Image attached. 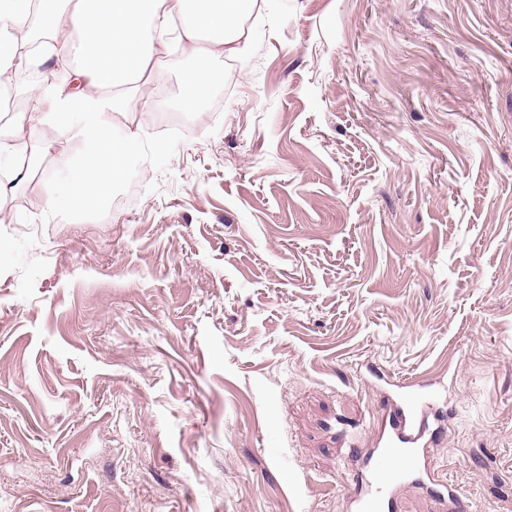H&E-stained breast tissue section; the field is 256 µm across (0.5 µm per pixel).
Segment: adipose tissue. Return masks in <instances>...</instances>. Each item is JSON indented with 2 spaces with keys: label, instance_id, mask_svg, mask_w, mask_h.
Masks as SVG:
<instances>
[{
  "label": "adipose tissue",
  "instance_id": "ef3b65f1",
  "mask_svg": "<svg viewBox=\"0 0 512 512\" xmlns=\"http://www.w3.org/2000/svg\"><path fill=\"white\" fill-rule=\"evenodd\" d=\"M257 0H75L60 7L58 0H0V77L22 63L13 34L38 15L49 36L41 44V61L71 57L78 82L117 90L142 81L155 70L168 34H176L194 64L182 74L193 107L194 95L221 68L223 55L238 53L243 21ZM41 124L53 131L52 140L36 144L29 167L55 144L71 140L84 147L82 163L70 170L71 204H104L126 176L133 134L117 138L107 113L131 108L117 96L84 98L53 83L31 92Z\"/></svg>",
  "mask_w": 512,
  "mask_h": 512
}]
</instances>
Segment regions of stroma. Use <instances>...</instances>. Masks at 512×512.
Segmentation results:
<instances>
[{
    "label": "stroma",
    "instance_id": "1",
    "mask_svg": "<svg viewBox=\"0 0 512 512\" xmlns=\"http://www.w3.org/2000/svg\"><path fill=\"white\" fill-rule=\"evenodd\" d=\"M120 208L0 196V512H355L431 381L448 508L512 512V0H259Z\"/></svg>",
    "mask_w": 512,
    "mask_h": 512
}]
</instances>
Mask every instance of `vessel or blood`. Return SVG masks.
<instances>
[{
	"label": "vessel or blood",
	"mask_w": 512,
	"mask_h": 512,
	"mask_svg": "<svg viewBox=\"0 0 512 512\" xmlns=\"http://www.w3.org/2000/svg\"><path fill=\"white\" fill-rule=\"evenodd\" d=\"M429 410L420 392L395 402L380 437L382 446L374 450L355 497L359 512H391L395 495L405 486H432L424 443Z\"/></svg>",
	"instance_id": "1"
}]
</instances>
